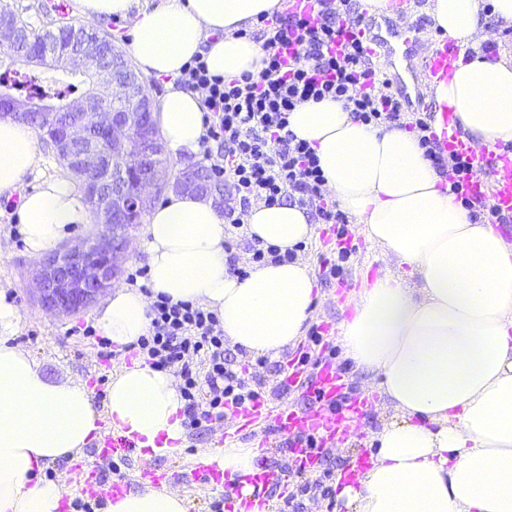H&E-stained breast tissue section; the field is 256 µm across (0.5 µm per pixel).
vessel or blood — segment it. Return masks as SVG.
<instances>
[{
	"label": "vessel or blood",
	"instance_id": "vessel-or-blood-1",
	"mask_svg": "<svg viewBox=\"0 0 512 512\" xmlns=\"http://www.w3.org/2000/svg\"><path fill=\"white\" fill-rule=\"evenodd\" d=\"M344 36L363 37L367 49L384 48L388 55H401L405 66L395 71L393 81L396 90L408 109H421L424 100L420 94L419 77L427 80H441L447 77L457 58L454 50L440 46L427 53H420V40L416 27H398L386 23L383 28H375L370 19H361L358 25L345 26ZM440 130L437 134L444 150L466 157L473 166L474 178L468 186L471 197L478 202H487L497 212L512 216V153L476 150L470 141L455 129L453 115L441 113ZM342 384L334 366H323L310 390L314 395L312 402L304 408L296 409L283 406L276 409L260 403L239 410L238 418L243 427H250L262 420L270 421L272 428L289 444L288 452L291 464L288 467L274 469L263 468L250 477L254 488L287 483L291 475L302 473L315 467L320 448L334 442L337 433L346 431L350 417L359 413L367 403L366 396L355 395L348 401L347 413L336 409V396ZM315 437L317 447L308 448L304 438ZM181 482L198 480L206 484L226 489L232 498H241V488L231 481L213 464L196 463L182 471ZM129 483L123 478H115L109 484H102L96 472H87L82 484L84 493L116 498L127 492Z\"/></svg>",
	"mask_w": 512,
	"mask_h": 512
}]
</instances>
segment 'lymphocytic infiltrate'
<instances>
[{
    "instance_id": "f902f5d3",
    "label": "lymphocytic infiltrate",
    "mask_w": 512,
    "mask_h": 512,
    "mask_svg": "<svg viewBox=\"0 0 512 512\" xmlns=\"http://www.w3.org/2000/svg\"><path fill=\"white\" fill-rule=\"evenodd\" d=\"M351 17L350 0H321L319 16L279 12L264 19L265 67L257 77L245 74L225 81L211 74L199 56L183 67L179 84L201 93L207 105L201 146L213 141L224 146L223 163L212 165L211 171L235 191L224 210L226 231L244 226L254 200H295L315 208L321 223H346L344 213L324 194L325 177L314 149L287 129L290 112L327 98L345 101L355 121L408 126L447 178L450 192L469 203L471 165L444 152L429 117L406 122L403 104L390 80L378 76L363 42H339L337 23ZM149 318L147 334L132 349L149 365L180 374L189 427L224 420L233 411L262 401V393L233 368L215 312L160 294Z\"/></svg>"
}]
</instances>
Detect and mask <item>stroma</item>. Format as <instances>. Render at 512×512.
Listing matches in <instances>:
<instances>
[{"instance_id":"1","label":"stroma","mask_w":512,"mask_h":512,"mask_svg":"<svg viewBox=\"0 0 512 512\" xmlns=\"http://www.w3.org/2000/svg\"><path fill=\"white\" fill-rule=\"evenodd\" d=\"M1 9L15 13L36 33L85 22L78 12L76 0H0ZM0 226L13 232L8 245L0 249V295L12 303L20 315L19 329L11 337V344L30 351L45 379L58 384H87L94 391L96 406H103L113 371L124 365L132 366L136 360L134 352L116 350L111 357H104L97 337L84 335V326L95 322V308L90 307L68 316L42 309L32 293V273L37 263L26 255L18 232L16 212L0 209ZM346 231V236L342 237L338 235L336 225H316L312 239L298 255L313 274L318 291L311 317L305 326V335L295 345L281 352L278 358L268 359L266 365H257L252 356L241 355L237 358L238 364L251 367L253 376L260 380L267 402L291 405L300 402L298 392H283V375L277 372L276 367L296 363L304 351L312 355L305 368L307 374H314L321 363L329 362L335 366L349 391L367 392L364 373L353 370L344 356L338 327L352 317L359 292L369 287L377 277L395 272L396 267L384 258L380 247L359 232L356 224H347ZM343 248L352 252L344 265L343 275L328 277L327 261L336 259ZM313 330L320 331L323 336L321 347H313L311 343L309 333ZM390 417L391 413L384 408L379 394H372L357 430L345 435L343 447L330 448L327 461L318 463L308 472L307 480L320 478L326 486H335L337 476L347 473L355 457H368L375 453L374 437ZM268 435V428L264 425L239 432L228 420L205 422L198 428L184 430L183 450L180 453L156 455L146 462L136 449H121L114 454L112 461L97 462L96 469L100 479L105 482L111 481L117 473L125 476L134 491L151 485L149 479L142 477V470L164 474L168 489L179 492L188 500L189 512H212V504L221 499V492L203 486H185L176 478V471L181 466L199 462L204 452L215 449L216 440L220 437L237 447L259 449V464L286 466L284 449L276 445L269 448L264 446L263 441ZM89 457V452L83 451L79 453L77 461L62 460L46 467L41 473L42 479L62 485L63 512H81L79 504L83 496L75 484L79 472L77 463ZM289 496L294 499L293 512H345L336 498L318 493L297 497L289 486L264 487L261 498L268 503V512H281L283 501Z\"/></svg>"}]
</instances>
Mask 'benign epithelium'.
<instances>
[{
    "mask_svg": "<svg viewBox=\"0 0 512 512\" xmlns=\"http://www.w3.org/2000/svg\"><path fill=\"white\" fill-rule=\"evenodd\" d=\"M57 58L56 46L43 42L33 47L23 63L44 64ZM64 70L94 78L100 86L112 88V98L126 102L122 109L105 110L85 97L67 104L60 118L46 113L55 151L83 180L86 195L96 203L98 221L112 227L110 236L51 251L39 261L34 288L41 306L68 314L89 307L110 286L128 246L127 230L139 222L156 196L172 186L201 194L206 189L198 166H184L172 181L157 164L165 147L152 120L153 98L132 65L108 67L96 54L84 53L72 57ZM0 112L25 122L29 108L24 101L3 94ZM102 137L112 142L110 157L99 148ZM107 183H119L123 190L105 195L100 188Z\"/></svg>",
    "mask_w": 512,
    "mask_h": 512,
    "instance_id": "1",
    "label": "benign epithelium"
}]
</instances>
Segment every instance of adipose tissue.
I'll use <instances>...</instances> for the list:
<instances>
[{"label":"adipose tissue","instance_id":"ef3b65f1","mask_svg":"<svg viewBox=\"0 0 512 512\" xmlns=\"http://www.w3.org/2000/svg\"><path fill=\"white\" fill-rule=\"evenodd\" d=\"M86 19L134 16L131 56L141 72L165 79L156 111L172 153H192L205 133L206 104L177 82L203 56L225 80L259 76L265 52L244 31L272 15L279 0H78ZM483 0H430L435 27L458 47L447 79L427 92L474 147L512 141V54L490 57L479 36ZM288 128L314 149L325 192L367 239L410 278L391 274L364 289L340 342L355 369L375 383L393 416L376 434L371 467L340 485L347 512H512V248L442 186L416 135L356 122L343 102L298 106ZM38 164L29 124L0 119V195L19 194L17 217L28 255L39 259L91 221L81 186L49 177L24 180ZM245 233L285 251L314 234L308 207L252 202ZM224 218L212 199L166 195L141 235L148 291L117 286L96 312L111 344L146 334L154 295L216 310L231 346L275 356L302 336L315 279L300 261L266 263L247 277L230 269ZM19 314L0 300V512H59L63 489L38 479L44 468L113 431L153 453L183 436L184 402L175 376L145 361L116 370L104 410L82 384L44 379L33 356L11 345ZM256 448H218L213 464L242 481L257 470ZM104 512H188L186 500L148 488L107 503Z\"/></svg>","mask_w":512,"mask_h":512}]
</instances>
